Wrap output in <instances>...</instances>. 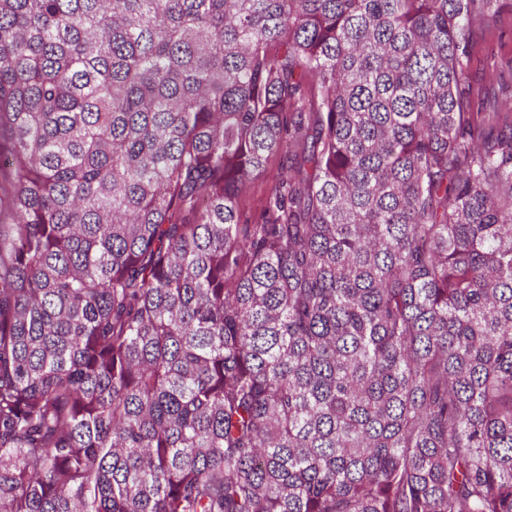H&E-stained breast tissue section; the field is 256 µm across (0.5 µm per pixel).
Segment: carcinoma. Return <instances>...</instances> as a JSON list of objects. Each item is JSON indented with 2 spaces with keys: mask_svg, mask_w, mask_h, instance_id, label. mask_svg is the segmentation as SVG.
I'll use <instances>...</instances> for the list:
<instances>
[{
  "mask_svg": "<svg viewBox=\"0 0 512 512\" xmlns=\"http://www.w3.org/2000/svg\"><path fill=\"white\" fill-rule=\"evenodd\" d=\"M498 2L0 0V512H512ZM500 4H504V7H499L498 13L490 21L491 28L478 32L474 38L469 72L474 74L487 64H496L502 72L501 77L497 75L494 80L476 85L475 90L479 91L478 99L485 103L487 112L510 115L512 111L505 106L509 99L502 92L501 82L502 79L512 82V0H502ZM282 176L280 159L274 158L268 164L265 172L251 181L242 199L243 219L249 224L260 221L265 209L267 198Z\"/></svg>",
  "mask_w": 512,
  "mask_h": 512,
  "instance_id": "carcinoma-1",
  "label": "carcinoma"
}]
</instances>
